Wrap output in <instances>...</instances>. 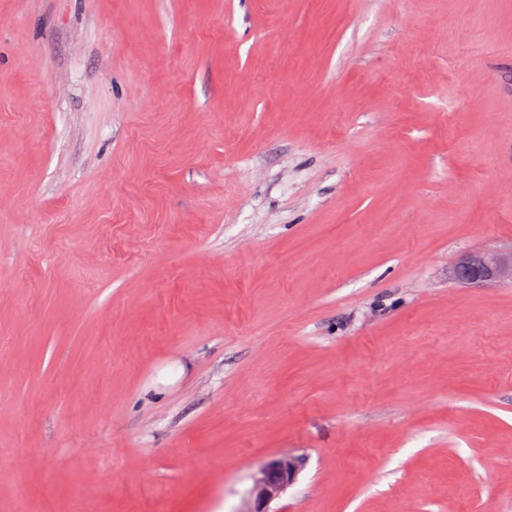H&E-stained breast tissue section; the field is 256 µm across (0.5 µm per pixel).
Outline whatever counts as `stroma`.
Here are the masks:
<instances>
[{"label":"stroma","instance_id":"35a3bbf8","mask_svg":"<svg viewBox=\"0 0 512 512\" xmlns=\"http://www.w3.org/2000/svg\"><path fill=\"white\" fill-rule=\"evenodd\" d=\"M512 0H0V512H512ZM453 279L467 282H512V253L497 254L486 251L471 252L463 256L451 270ZM298 463L282 457L262 467L254 478L252 496L255 507L252 512H270L269 504L278 499L293 482Z\"/></svg>","mask_w":512,"mask_h":512}]
</instances>
